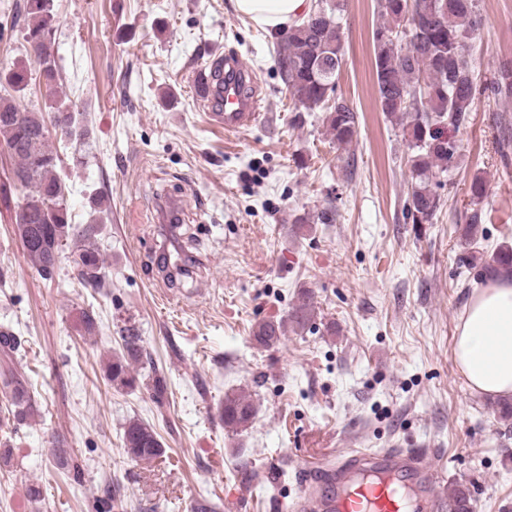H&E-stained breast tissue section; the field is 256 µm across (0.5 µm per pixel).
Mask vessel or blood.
<instances>
[{"mask_svg":"<svg viewBox=\"0 0 512 512\" xmlns=\"http://www.w3.org/2000/svg\"><path fill=\"white\" fill-rule=\"evenodd\" d=\"M199 95L225 131L239 132L261 116L256 77L239 57H217ZM437 471L404 448L356 449L325 464L299 487L297 512H442Z\"/></svg>","mask_w":512,"mask_h":512,"instance_id":"obj_1","label":"vessel or blood"}]
</instances>
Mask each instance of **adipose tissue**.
I'll list each match as a JSON object with an SVG mask.
<instances>
[{"mask_svg":"<svg viewBox=\"0 0 512 512\" xmlns=\"http://www.w3.org/2000/svg\"><path fill=\"white\" fill-rule=\"evenodd\" d=\"M255 24L283 29L308 12L306 0H234ZM453 358L470 389L512 396V280L475 289L456 326Z\"/></svg>","mask_w":512,"mask_h":512,"instance_id":"obj_1","label":"adipose tissue"}]
</instances>
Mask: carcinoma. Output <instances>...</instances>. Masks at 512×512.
Returning <instances> with one entry per match:
<instances>
[{"label": "carcinoma", "mask_w": 512, "mask_h": 512, "mask_svg": "<svg viewBox=\"0 0 512 512\" xmlns=\"http://www.w3.org/2000/svg\"><path fill=\"white\" fill-rule=\"evenodd\" d=\"M53 0H26L28 23L23 34L31 45L34 62L49 86L41 108L22 109L11 96L0 95V146L17 144L13 173L22 176L28 192L24 204L14 216L17 233L32 265L43 271L54 264L57 250L66 246L75 265L95 277L82 282L86 288H102L107 259L100 250L98 236L105 224L104 203L98 196L89 200V215L83 225L73 222L64 185L62 160L51 147L52 134L81 141L90 137L82 113L57 85L55 48L47 35L54 15ZM346 0H327L318 12L311 7L307 15L278 33L275 65L288 64L283 80L290 96L306 112L320 110L332 142L347 149L357 134V116L341 98L325 97V85L337 83L344 62L340 15ZM413 14L407 12V0H378L381 22L374 28L375 75L381 111L396 118L402 126L410 153L411 192L405 202L406 216L414 224H430L440 207L436 172L451 168L459 153L452 135L473 111L477 101L491 97L512 100V62L499 66L493 79L479 85L468 54V46L479 35L483 16L478 0H414ZM15 92L29 84L24 68L0 69V86ZM512 271V248L502 246L492 261L482 266L477 279L494 278ZM315 306L303 291L287 317L262 321L253 329V339L264 348H273L288 332V327L303 330L314 316ZM95 314L85 310L78 330L84 337L98 333ZM123 340L119 353L104 362V375L116 389L149 391L161 405L167 394L165 379L155 374L142 375L148 354L142 337L131 328L120 330ZM22 347V339L8 327L0 328V349L11 353ZM10 391L13 418L19 425L35 413L25 382L17 377L0 380ZM254 401L247 395L224 396L219 416L232 432L247 428L256 416ZM122 442L131 460L151 461L161 456L156 432L139 420L123 427Z\"/></svg>", "instance_id": "cac0c4a2"}]
</instances>
